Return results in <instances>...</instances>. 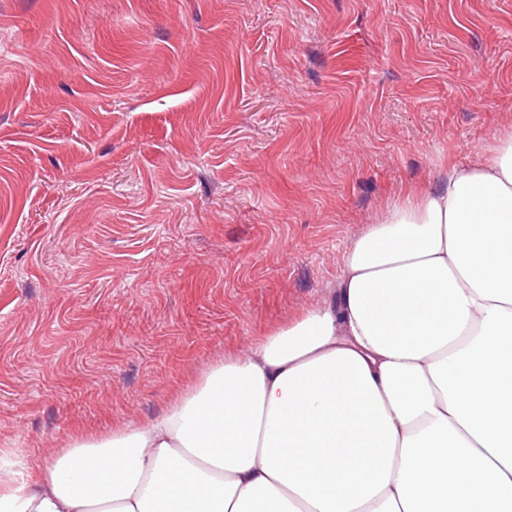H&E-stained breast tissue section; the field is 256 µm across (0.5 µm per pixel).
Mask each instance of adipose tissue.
Returning a JSON list of instances; mask_svg holds the SVG:
<instances>
[{
  "instance_id": "adipose-tissue-1",
  "label": "adipose tissue",
  "mask_w": 512,
  "mask_h": 512,
  "mask_svg": "<svg viewBox=\"0 0 512 512\" xmlns=\"http://www.w3.org/2000/svg\"><path fill=\"white\" fill-rule=\"evenodd\" d=\"M0 512H512V136L387 207L320 306Z\"/></svg>"
}]
</instances>
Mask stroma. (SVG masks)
I'll return each mask as SVG.
<instances>
[{
	"label": "stroma",
	"instance_id": "35a3bbf8",
	"mask_svg": "<svg viewBox=\"0 0 512 512\" xmlns=\"http://www.w3.org/2000/svg\"><path fill=\"white\" fill-rule=\"evenodd\" d=\"M512 133V0H0V448L145 420Z\"/></svg>",
	"mask_w": 512,
	"mask_h": 512
}]
</instances>
